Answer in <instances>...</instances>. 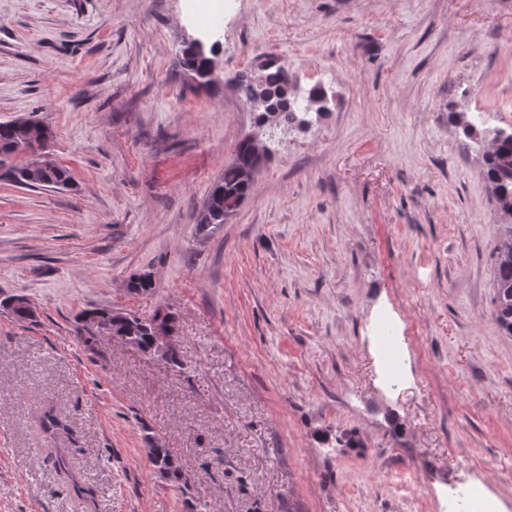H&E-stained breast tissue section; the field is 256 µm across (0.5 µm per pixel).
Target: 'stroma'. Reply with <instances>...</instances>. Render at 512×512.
<instances>
[{"mask_svg":"<svg viewBox=\"0 0 512 512\" xmlns=\"http://www.w3.org/2000/svg\"><path fill=\"white\" fill-rule=\"evenodd\" d=\"M187 4L0 0V122L47 126L37 156L71 175L26 188L0 169V298L36 311L0 309V512H442L477 479L512 512L502 226L451 118L512 126V0H226L225 74L272 54L336 104L271 140L206 231L255 126L235 87L181 66L203 33ZM143 273L153 289L129 290ZM93 308L175 313L178 364L88 334ZM382 310L407 355L393 389ZM149 434L181 482L155 474ZM261 164L251 145L241 140L236 146L233 161L224 167V174L213 184L208 200L198 213L196 224L201 230L224 224L226 217L233 214L250 197L254 179L249 180L244 176L248 169L256 170ZM207 201L211 203L209 206ZM228 201L231 204L227 207L233 208L231 212L224 211V202ZM500 223L506 224L505 232L496 248L494 267V314L496 322L506 336H512V222L511 212L499 211Z\"/></svg>","mask_w":512,"mask_h":512,"instance_id":"stroma-1","label":"stroma"}]
</instances>
